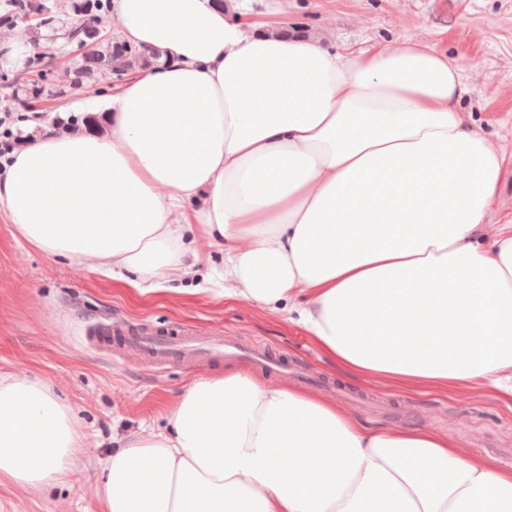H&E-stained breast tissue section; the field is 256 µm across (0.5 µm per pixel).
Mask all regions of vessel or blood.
I'll return each mask as SVG.
<instances>
[{"label": "vessel or blood", "instance_id": "obj_1", "mask_svg": "<svg viewBox=\"0 0 512 512\" xmlns=\"http://www.w3.org/2000/svg\"><path fill=\"white\" fill-rule=\"evenodd\" d=\"M96 344L124 355L138 350L142 360L166 364L172 361L193 365L209 364L227 357L243 358L268 370L278 372L288 367L287 358L271 351L248 349L233 341L214 340L205 332L173 328L163 333L143 326L134 328L119 322L101 321L93 332Z\"/></svg>", "mask_w": 512, "mask_h": 512}]
</instances>
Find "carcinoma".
<instances>
[{
  "label": "carcinoma",
  "instance_id": "cac0c4a2",
  "mask_svg": "<svg viewBox=\"0 0 512 512\" xmlns=\"http://www.w3.org/2000/svg\"><path fill=\"white\" fill-rule=\"evenodd\" d=\"M110 7V0H72L71 8L78 16V23L65 30V38L67 43L80 50L73 70L77 84L95 73H110L120 81L137 69L151 66L159 57L153 50L115 42L112 37H102L95 32L93 25L104 22ZM32 15L39 17L42 27L52 28L57 22L53 7L43 0H14V4L0 15V25H12ZM33 68L36 69V79L27 84L25 95L37 100L44 96L47 87L53 85L54 71L40 58L33 61Z\"/></svg>",
  "mask_w": 512,
  "mask_h": 512
}]
</instances>
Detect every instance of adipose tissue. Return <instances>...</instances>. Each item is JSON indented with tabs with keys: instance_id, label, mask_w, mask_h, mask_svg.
Returning <instances> with one entry per match:
<instances>
[{
	"instance_id": "ef3b65f1",
	"label": "adipose tissue",
	"mask_w": 512,
	"mask_h": 512,
	"mask_svg": "<svg viewBox=\"0 0 512 512\" xmlns=\"http://www.w3.org/2000/svg\"><path fill=\"white\" fill-rule=\"evenodd\" d=\"M112 10L159 57L100 101L108 133L49 131L0 168L26 241L142 294L220 245L225 299L295 317L359 380L512 398V226L488 232L507 158L464 116L455 60L419 40L341 52L219 0ZM85 456L48 385L0 379V483L65 486ZM99 466L101 512H512L511 467L240 369Z\"/></svg>"
}]
</instances>
